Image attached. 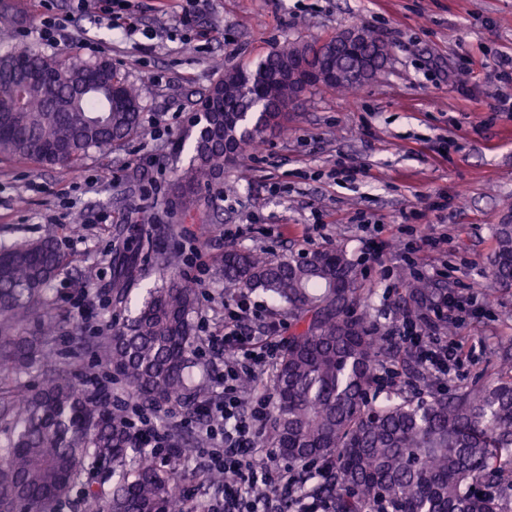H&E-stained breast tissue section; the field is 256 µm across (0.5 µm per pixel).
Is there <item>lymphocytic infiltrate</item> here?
Here are the masks:
<instances>
[{
	"mask_svg": "<svg viewBox=\"0 0 512 512\" xmlns=\"http://www.w3.org/2000/svg\"><path fill=\"white\" fill-rule=\"evenodd\" d=\"M256 306L241 299L224 310V319L201 339L199 351L210 363L219 364L215 377L224 383L222 398L200 402L198 411L204 420L210 446L200 465L202 472L232 473L233 482L225 486L221 500L210 504L207 512H278L274 492L290 494L293 512H325L316 497L297 493L300 474L293 464L279 460L276 449L261 445L269 422L271 395L267 389L255 387L242 391L243 377L268 373L277 355L279 337L285 328L282 321L266 325L261 337L251 334V321ZM391 342L417 348L422 367L440 384H447L456 361V348L439 342H424L417 324L405 323L399 332L390 334ZM124 422L135 447L151 449L155 457H179L168 429L156 417L132 406Z\"/></svg>",
	"mask_w": 512,
	"mask_h": 512,
	"instance_id": "1",
	"label": "lymphocytic infiltrate"
}]
</instances>
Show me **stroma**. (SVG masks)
Wrapping results in <instances>:
<instances>
[{"label": "stroma", "instance_id": "1", "mask_svg": "<svg viewBox=\"0 0 512 512\" xmlns=\"http://www.w3.org/2000/svg\"><path fill=\"white\" fill-rule=\"evenodd\" d=\"M182 0H137L140 29L110 26L74 0H0V49L38 43L41 16L60 19L67 37L48 55L110 58L140 91L143 136L92 150L71 168L0 156V243L51 237L74 258L46 292L58 315L57 365L77 384L108 380L103 345L137 308L155 274L157 252L183 266L186 247L246 226L237 249L299 254L330 244L346 250L380 333L401 327L395 307L407 282L425 281L462 300L453 312L460 349L449 388L491 379L494 349L512 342V287L488 275L492 229L512 218V84L494 77L512 55V0H197L191 30ZM377 30L391 50L385 69L353 96L318 89L284 128L236 171L201 192L194 217L174 193L190 153L179 143L195 101L224 69L258 61L270 46L308 41L352 26ZM469 63L467 81L458 70ZM144 208L155 247L128 303L112 293V252L128 217ZM86 289L91 312L71 306ZM182 490L190 504L222 498L193 456L206 441L198 424L173 426ZM117 478L87 468L48 512H81L85 487L111 493Z\"/></svg>", "mask_w": 512, "mask_h": 512}]
</instances>
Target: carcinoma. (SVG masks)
<instances>
[{
	"instance_id": "1",
	"label": "carcinoma",
	"mask_w": 512,
	"mask_h": 512,
	"mask_svg": "<svg viewBox=\"0 0 512 512\" xmlns=\"http://www.w3.org/2000/svg\"><path fill=\"white\" fill-rule=\"evenodd\" d=\"M358 30L356 54L336 51L332 35L276 44L257 63L224 71L196 101L201 128L179 177L183 211L194 206L202 183L243 165L249 148L288 122L294 89L281 79L288 65L336 73V81L309 88L341 92L386 67L387 44L369 26ZM142 133L139 95L110 60L65 63L29 46L0 51V156L74 167L91 149ZM129 230L112 248L118 303L127 302L129 283L141 277L149 242L146 225ZM493 239L492 277L512 287V224L495 225ZM67 263L52 238L0 243V380L11 417L0 446V512H45L89 465L118 473V481L108 495L85 489L83 512H180L175 491L184 475L177 468L163 473L145 454L125 471L131 437L120 407L86 397L61 370L37 390H21V375L51 359L57 326L45 292ZM157 264L160 283L112 330L106 356L131 395L158 408L190 405L209 394L205 383L189 385L197 289L168 258ZM217 272L225 299L260 290L288 316L275 414L262 444L293 464L334 463L313 490L328 512H512V355L502 357L492 380L443 394L412 351L378 335L354 264L339 247L300 257L226 249ZM436 298L444 295L409 282L400 315L420 313ZM33 317L40 335H7ZM389 361L429 400L394 392L369 401Z\"/></svg>"
}]
</instances>
